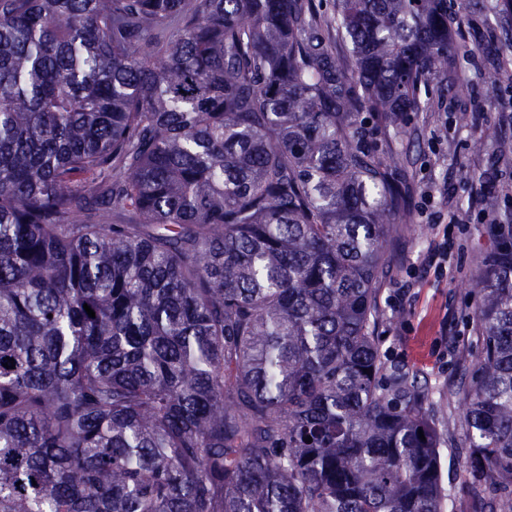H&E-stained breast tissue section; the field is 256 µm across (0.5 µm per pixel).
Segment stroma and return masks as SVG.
<instances>
[{
    "label": "stroma",
    "mask_w": 512,
    "mask_h": 512,
    "mask_svg": "<svg viewBox=\"0 0 512 512\" xmlns=\"http://www.w3.org/2000/svg\"><path fill=\"white\" fill-rule=\"evenodd\" d=\"M448 27L449 84L429 81L406 135L385 143L402 155L413 193L379 284L378 334L386 365L427 389L453 512H475L470 478L457 465L468 433L451 391L469 381L476 361L470 283L490 247L487 228L512 224V155L499 151L512 136V81H484L488 71H512V7L448 0ZM442 243L446 266L425 264Z\"/></svg>",
    "instance_id": "35a3bbf8"
}]
</instances>
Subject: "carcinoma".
<instances>
[{"label": "carcinoma", "mask_w": 512, "mask_h": 512, "mask_svg": "<svg viewBox=\"0 0 512 512\" xmlns=\"http://www.w3.org/2000/svg\"><path fill=\"white\" fill-rule=\"evenodd\" d=\"M447 73L448 0H0V512H446L376 334L409 193L372 138ZM492 237L459 466L512 512Z\"/></svg>", "instance_id": "obj_1"}]
</instances>
